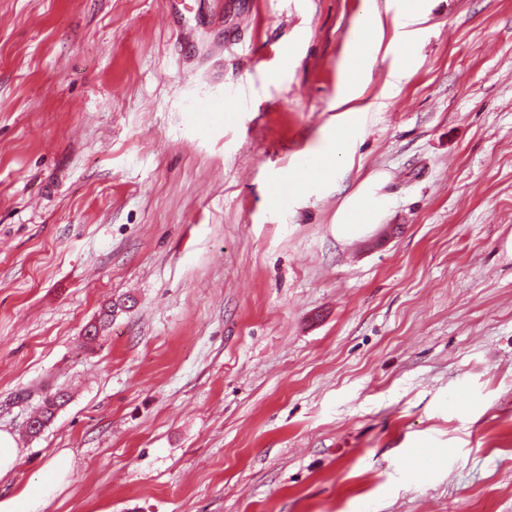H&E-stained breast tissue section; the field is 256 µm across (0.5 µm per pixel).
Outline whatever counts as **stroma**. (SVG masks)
<instances>
[{
    "label": "stroma",
    "mask_w": 512,
    "mask_h": 512,
    "mask_svg": "<svg viewBox=\"0 0 512 512\" xmlns=\"http://www.w3.org/2000/svg\"><path fill=\"white\" fill-rule=\"evenodd\" d=\"M402 10L0 0V501L67 450L41 512H512V0ZM351 108L335 182L276 206ZM377 15L373 10L362 19L361 26L365 36L353 42L352 49L346 59L344 69V95L343 102L355 97L357 89L364 82L373 61V51L369 35L375 27ZM385 208V198L376 193L373 183H365L347 198L336 216V224L355 238L360 236L364 225L376 223ZM123 307L122 304L113 303L108 304L106 307L102 308L99 316H98V325L93 324L90 327L92 330H88L86 332V336H84V346L92 347L96 344L99 336L100 330H105L112 323V316L116 311V308ZM69 400L70 396L66 390L59 389L54 392H49L42 398L39 409L30 419L35 424L45 422L49 425L60 411V407L68 403Z\"/></svg>",
    "instance_id": "stroma-1"
}]
</instances>
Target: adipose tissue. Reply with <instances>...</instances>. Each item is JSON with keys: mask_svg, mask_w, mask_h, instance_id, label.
Instances as JSON below:
<instances>
[{"mask_svg": "<svg viewBox=\"0 0 512 512\" xmlns=\"http://www.w3.org/2000/svg\"><path fill=\"white\" fill-rule=\"evenodd\" d=\"M377 16L368 12L361 26L364 37L354 41L346 59L344 69V95L354 98L357 89L364 82L373 61L371 41L368 37L372 32ZM365 121V113L361 110L350 114L349 131H333L327 136L325 150L316 152L314 163L303 168L289 187L290 193H303L336 178V170L340 160L345 157L351 146V133L358 130ZM386 208V200L376 193L373 184L367 183L349 196L336 216V223L350 237L360 236L364 225L376 223ZM71 469V457L62 453L57 455L49 469L37 480L24 486L13 498L0 501V512H39L48 498L58 489L63 478Z\"/></svg>", "mask_w": 512, "mask_h": 512, "instance_id": "adipose-tissue-1", "label": "adipose tissue"}]
</instances>
